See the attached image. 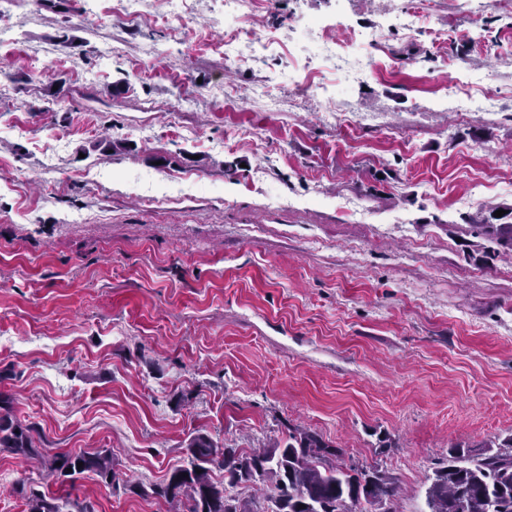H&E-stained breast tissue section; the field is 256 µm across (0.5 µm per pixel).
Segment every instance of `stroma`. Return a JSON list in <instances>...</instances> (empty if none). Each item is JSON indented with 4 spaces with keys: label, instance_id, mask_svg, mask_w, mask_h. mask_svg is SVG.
Returning a JSON list of instances; mask_svg holds the SVG:
<instances>
[{
    "label": "stroma",
    "instance_id": "35a3bbf8",
    "mask_svg": "<svg viewBox=\"0 0 512 512\" xmlns=\"http://www.w3.org/2000/svg\"><path fill=\"white\" fill-rule=\"evenodd\" d=\"M124 4L0 13V394L119 477L56 487L62 512H164L143 491L192 433L296 424L428 512L451 448L512 434V260L463 222L512 207V0H428L410 32L411 0H267L276 42L238 67L224 0ZM350 30L381 71L322 61ZM30 475L0 452V512Z\"/></svg>",
    "mask_w": 512,
    "mask_h": 512
}]
</instances>
